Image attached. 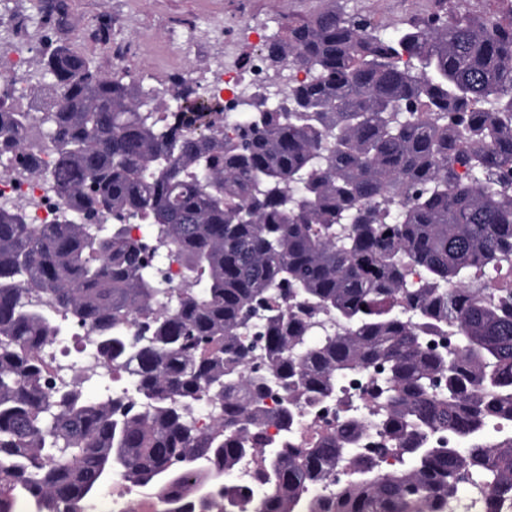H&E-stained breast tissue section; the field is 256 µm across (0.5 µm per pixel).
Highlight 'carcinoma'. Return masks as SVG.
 I'll use <instances>...</instances> for the list:
<instances>
[{"label": "carcinoma", "instance_id": "cac0c4a2", "mask_svg": "<svg viewBox=\"0 0 512 512\" xmlns=\"http://www.w3.org/2000/svg\"><path fill=\"white\" fill-rule=\"evenodd\" d=\"M265 52L307 80L230 130L197 125L208 92L161 112L159 93L62 46L39 60L50 105L18 107L0 80V167L58 198L50 224L0 207V512H85L114 476L162 512H295L341 463L349 480L313 508L448 512L463 482L485 512L512 495V306L460 297L512 257V8L391 37L330 10ZM163 252L177 288L156 273ZM60 312L112 372L134 369V390L93 400L85 375L54 383L43 352ZM313 317L339 330L312 340ZM448 333L454 356L426 346ZM347 370L372 404L302 429ZM369 415L372 457L352 448ZM435 432L455 444L430 447ZM252 458L258 498L227 481Z\"/></svg>", "mask_w": 512, "mask_h": 512}]
</instances>
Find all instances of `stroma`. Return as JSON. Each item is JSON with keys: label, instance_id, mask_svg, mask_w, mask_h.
<instances>
[{"label": "stroma", "instance_id": "stroma-1", "mask_svg": "<svg viewBox=\"0 0 512 512\" xmlns=\"http://www.w3.org/2000/svg\"><path fill=\"white\" fill-rule=\"evenodd\" d=\"M501 0H0V43L30 62L15 88L28 106L45 84L36 60L40 35L70 46L105 74L164 92L174 78L208 87L224 61L248 67L260 47L254 31L276 36L289 22L336 9L370 18L381 34L441 10L480 15L502 9Z\"/></svg>", "mask_w": 512, "mask_h": 512}]
</instances>
